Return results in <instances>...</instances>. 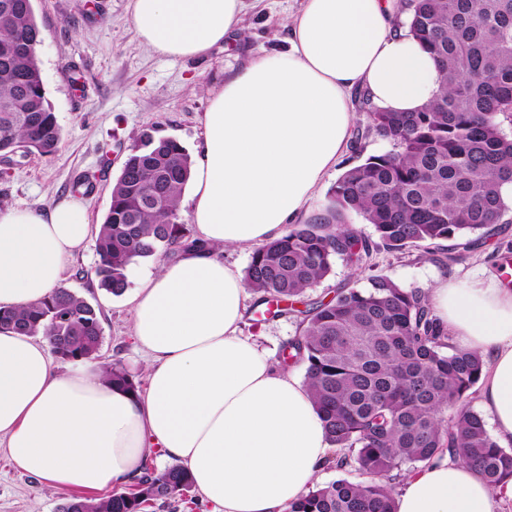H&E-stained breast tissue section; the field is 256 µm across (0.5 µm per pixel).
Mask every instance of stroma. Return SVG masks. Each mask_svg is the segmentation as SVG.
Returning a JSON list of instances; mask_svg holds the SVG:
<instances>
[{
	"mask_svg": "<svg viewBox=\"0 0 512 512\" xmlns=\"http://www.w3.org/2000/svg\"><path fill=\"white\" fill-rule=\"evenodd\" d=\"M247 4L241 18L244 40L227 49L213 48L203 57L177 59L139 43L130 0H33L42 37L37 56L62 140L48 156L17 152L12 164L0 170V211L45 209L79 198L97 225L108 211L110 187L121 172L128 147L143 134L172 137L189 152H197L210 92L220 89L226 76L283 46L285 21L300 9L302 0H247ZM353 107L349 146L320 186L314 209L324 208L340 173L389 148L387 141L367 129L362 93L354 94ZM88 174L96 181L94 190L86 194L75 183ZM511 252L512 223L500 224L481 247L450 265H439L416 251L399 256L381 250L373 255L371 273L389 275L405 288L427 291L445 276L474 282L498 273ZM95 260L93 243H86L70 261L64 286L103 312L101 361H121L139 385H146L145 357L132 338V307L127 296L115 297L98 288L90 274ZM262 311L257 294H249L241 334L277 367L296 324L289 317H263ZM67 498V493L16 471L0 451V512H58Z\"/></svg>",
	"mask_w": 512,
	"mask_h": 512,
	"instance_id": "1",
	"label": "stroma"
}]
</instances>
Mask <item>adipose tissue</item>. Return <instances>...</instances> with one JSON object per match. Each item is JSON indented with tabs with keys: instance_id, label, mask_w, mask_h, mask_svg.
Wrapping results in <instances>:
<instances>
[{
	"instance_id": "adipose-tissue-1",
	"label": "adipose tissue",
	"mask_w": 512,
	"mask_h": 512,
	"mask_svg": "<svg viewBox=\"0 0 512 512\" xmlns=\"http://www.w3.org/2000/svg\"><path fill=\"white\" fill-rule=\"evenodd\" d=\"M244 6L131 0V13L143 46L196 58L236 32ZM285 29V50L210 95L191 174L202 249L162 262L130 298L147 389L112 386L97 360L60 370L44 336L0 329V448L22 473L63 492L109 493L159 452L216 512H286L320 480L331 446L313 397L240 336L246 288L221 253L279 238L310 213L348 145L354 89L414 112L442 76L391 0H303ZM89 236L77 199L0 211V306L22 310L62 287ZM429 298L454 344L484 359L480 402L498 445L512 444V290L493 277L447 278ZM396 510L494 512V496L469 466L442 461L407 477Z\"/></svg>"
}]
</instances>
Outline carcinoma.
Masks as SVG:
<instances>
[{"mask_svg":"<svg viewBox=\"0 0 512 512\" xmlns=\"http://www.w3.org/2000/svg\"><path fill=\"white\" fill-rule=\"evenodd\" d=\"M410 32L443 73L440 93L418 112L367 111L368 128L391 144L347 169L328 192L325 214L290 224L256 249L245 286L275 318L293 315L296 335L282 355L305 367L331 446L334 468L354 465L359 481L317 485L287 512H396L392 481L405 464L463 460L492 491L512 479V448H502L471 407L484 362L451 343L428 292L385 274L347 283L328 302L295 307L342 256L361 268L374 247L414 250L447 264L480 247L477 233L512 223V0H399ZM40 28L32 0H0V154L19 145L53 154L61 128L37 57ZM194 160L173 138L146 136L126 155L95 236L98 287L118 297L141 259L203 249L184 233L178 204ZM349 212L373 226L378 242L345 223ZM102 311L68 288L29 309L0 308V325L46 336L62 362L94 360ZM108 379L132 393L138 383L118 361ZM189 472L144 463L129 491L106 499L72 497L59 512H145V504L188 497Z\"/></svg>","mask_w":512,"mask_h":512,"instance_id":"1","label":"carcinoma"}]
</instances>
